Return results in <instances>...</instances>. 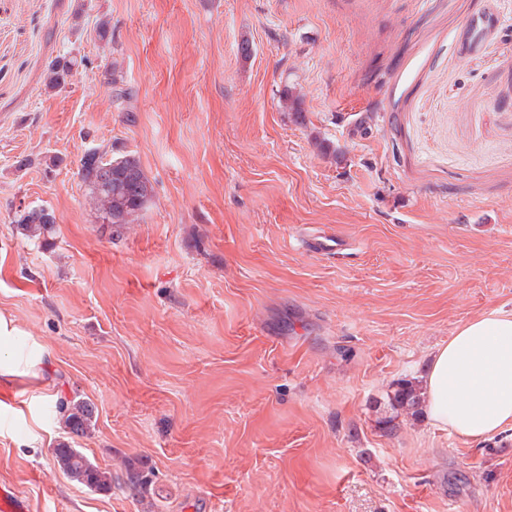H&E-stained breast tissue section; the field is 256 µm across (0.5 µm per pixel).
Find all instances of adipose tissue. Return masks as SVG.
<instances>
[{"label":"adipose tissue","mask_w":512,"mask_h":512,"mask_svg":"<svg viewBox=\"0 0 512 512\" xmlns=\"http://www.w3.org/2000/svg\"><path fill=\"white\" fill-rule=\"evenodd\" d=\"M434 426L469 440L512 428V314L490 309L436 350L423 383Z\"/></svg>","instance_id":"1"}]
</instances>
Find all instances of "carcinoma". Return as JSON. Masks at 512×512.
Returning <instances> with one entry per match:
<instances>
[{
  "instance_id": "cac0c4a2",
  "label": "carcinoma",
  "mask_w": 512,
  "mask_h": 512,
  "mask_svg": "<svg viewBox=\"0 0 512 512\" xmlns=\"http://www.w3.org/2000/svg\"><path fill=\"white\" fill-rule=\"evenodd\" d=\"M51 62L44 74V86L47 90H56L64 86L67 77L81 61L75 57L62 58ZM280 102L285 111L292 113L295 119L303 118L300 99L292 89L283 90ZM116 162L112 167V177L99 181L95 169L84 161L81 165V177L89 188L90 197L103 215L112 216L114 224H129L146 208L153 197V185L146 176L138 159L131 154L110 158ZM26 235L39 237L50 229L51 224L43 221L41 210L32 209L21 219ZM393 403L398 407L415 408L420 404V395L410 383H403L393 395ZM59 412L63 413L67 427L75 433L86 432L91 424L92 410L84 400L61 399ZM54 459L60 468L71 478L97 490L112 488V473L92 463L75 448L53 449Z\"/></svg>"
}]
</instances>
